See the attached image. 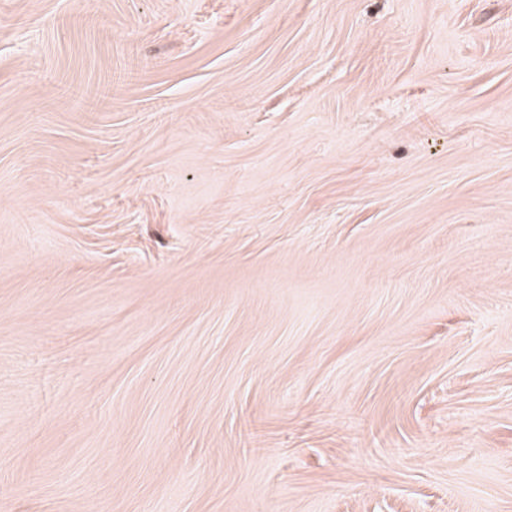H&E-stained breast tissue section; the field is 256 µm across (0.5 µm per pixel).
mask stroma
I'll return each instance as SVG.
<instances>
[{
    "label": "stroma",
    "mask_w": 512,
    "mask_h": 512,
    "mask_svg": "<svg viewBox=\"0 0 512 512\" xmlns=\"http://www.w3.org/2000/svg\"><path fill=\"white\" fill-rule=\"evenodd\" d=\"M0 512H512V0H0Z\"/></svg>",
    "instance_id": "1"
}]
</instances>
